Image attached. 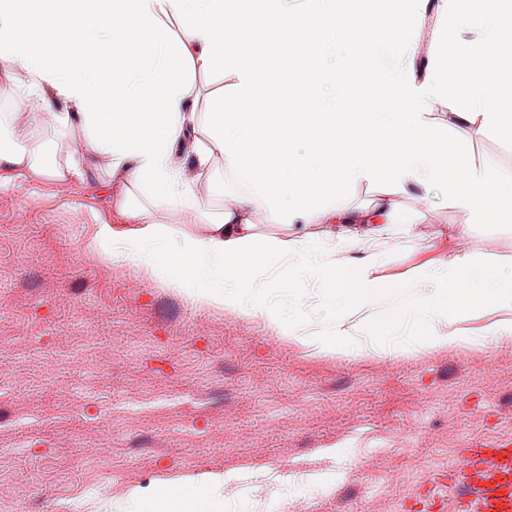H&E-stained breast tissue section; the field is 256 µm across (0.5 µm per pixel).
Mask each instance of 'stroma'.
<instances>
[{"label": "stroma", "instance_id": "1", "mask_svg": "<svg viewBox=\"0 0 512 512\" xmlns=\"http://www.w3.org/2000/svg\"><path fill=\"white\" fill-rule=\"evenodd\" d=\"M429 116L449 158L512 182V133L456 131L476 64L457 60ZM411 232L384 247L368 302L273 273L256 301L302 302L300 333L426 336L394 291L463 251L512 285V221L454 232L446 195L397 196ZM109 199L19 179L0 189V496L5 512H154L163 470L188 478L186 512H397L464 449L512 439V339L355 358L278 336L263 315L200 308L126 261H88ZM223 484L210 482L212 474Z\"/></svg>", "mask_w": 512, "mask_h": 512}]
</instances>
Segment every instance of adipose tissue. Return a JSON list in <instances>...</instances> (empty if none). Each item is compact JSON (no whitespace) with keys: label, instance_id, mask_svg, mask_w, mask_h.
I'll return each mask as SVG.
<instances>
[{"label":"adipose tissue","instance_id":"adipose-tissue-1","mask_svg":"<svg viewBox=\"0 0 512 512\" xmlns=\"http://www.w3.org/2000/svg\"><path fill=\"white\" fill-rule=\"evenodd\" d=\"M264 21L273 29L315 30L319 50L309 60L310 74L290 82L312 101L336 84L337 40L362 23L351 0H270ZM243 0H0V54L13 63L4 94L20 109L0 113V187L24 177L96 188L99 170H107L114 190L115 218L93 226L90 260L125 258L161 288L239 317L255 306L244 291L260 288L267 275L294 270L316 279L327 295L371 300L377 290L371 273L380 261L368 243L389 236L395 216L394 196L413 188L446 193L465 211L457 229L508 215L512 189L496 172L449 160L427 112L448 93V79L438 66L416 80L413 58L420 46L422 0H407L402 11L378 15L397 39H385L372 63L381 91L377 112H344L340 139L314 135V148L290 156L287 164L255 169L249 151L263 149L269 130L256 122L254 99L272 76L258 68L257 56L275 46L254 43L242 34ZM60 37L71 64L85 74L70 75L48 63L46 35ZM145 38L149 52L141 60L101 79L90 61L94 46ZM221 70L230 83L212 112L196 108L194 77ZM499 90L487 79L471 81L460 125L481 121L492 130H512V113L499 111ZM55 131L78 127L84 137L67 143H34L29 126ZM239 188L219 211L200 203L214 192L218 175ZM355 185L384 186L387 223H337L338 236L363 248L361 272L345 278L347 264L307 227L336 221V202L324 191L326 175ZM184 213V224L164 219L165 211ZM497 260L468 251L448 263L411 274L407 287L435 281L434 293L413 297L405 306L435 320L466 314L473 300L488 306L512 305V289L493 283ZM457 329H438L386 347L404 356L421 349L475 344Z\"/></svg>","mask_w":512,"mask_h":512}]
</instances>
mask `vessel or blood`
Segmentation results:
<instances>
[{"instance_id":"obj_1","label":"vessel or blood","mask_w":512,"mask_h":512,"mask_svg":"<svg viewBox=\"0 0 512 512\" xmlns=\"http://www.w3.org/2000/svg\"><path fill=\"white\" fill-rule=\"evenodd\" d=\"M447 480L453 512H512V442L465 449Z\"/></svg>"}]
</instances>
